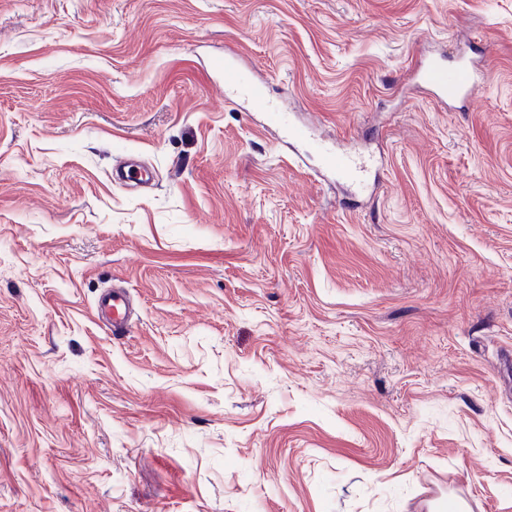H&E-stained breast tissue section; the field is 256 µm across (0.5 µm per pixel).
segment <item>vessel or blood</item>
Instances as JSON below:
<instances>
[{"instance_id": "vessel-or-blood-1", "label": "vessel or blood", "mask_w": 512, "mask_h": 512, "mask_svg": "<svg viewBox=\"0 0 512 512\" xmlns=\"http://www.w3.org/2000/svg\"><path fill=\"white\" fill-rule=\"evenodd\" d=\"M214 68L224 73V92L228 95H243L252 110L266 113L270 123L288 126L285 116L272 109L267 100L263 83L250 80L236 66L217 60ZM422 80L435 89L441 103L471 97L477 87L475 73L468 63H460L456 69L430 63L421 71ZM289 136L296 143L317 150L326 169L335 173L337 178L346 182L356 183L362 180L365 172L364 164L350 154L334 150L316 143L307 127L288 126ZM95 312L100 321L113 335L124 334L129 325L132 305L127 292L116 288L111 293L98 298Z\"/></svg>"}]
</instances>
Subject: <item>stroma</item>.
Returning <instances> with one entry per match:
<instances>
[{
	"mask_svg": "<svg viewBox=\"0 0 512 512\" xmlns=\"http://www.w3.org/2000/svg\"><path fill=\"white\" fill-rule=\"evenodd\" d=\"M441 497L512 512V0H0V512ZM213 66L224 71V95L242 94L252 110L266 112L268 121L271 124L283 126L288 134V122L282 113L269 105L262 82L249 80L238 67L226 60H216ZM422 80L435 89L437 98L441 103L448 105V101L471 97L477 87V77L466 62H461L452 71L448 68L429 63L421 70ZM289 136L296 143L316 150L321 155L324 167L335 173L338 179L351 183L362 180L366 169L361 161L350 154L317 143L307 127L292 126L289 128ZM95 312L100 321L113 335L124 334L129 325L132 305L123 288H112V292L98 298Z\"/></svg>",
	"mask_w": 512,
	"mask_h": 512,
	"instance_id": "1",
	"label": "stroma"
}]
</instances>
